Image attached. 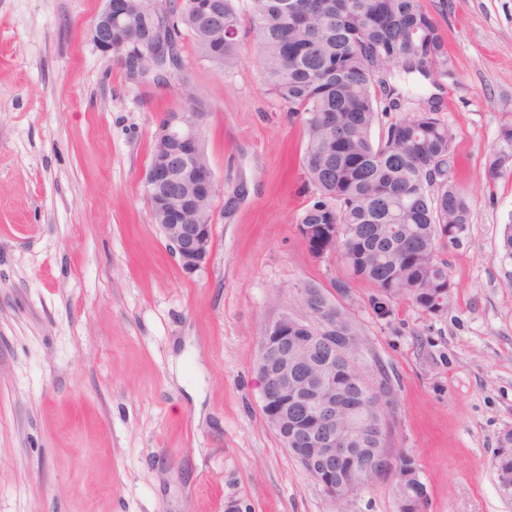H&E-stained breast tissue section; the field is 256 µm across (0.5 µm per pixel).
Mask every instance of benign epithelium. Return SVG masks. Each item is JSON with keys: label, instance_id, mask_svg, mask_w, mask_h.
Segmentation results:
<instances>
[{"label": "benign epithelium", "instance_id": "obj_1", "mask_svg": "<svg viewBox=\"0 0 512 512\" xmlns=\"http://www.w3.org/2000/svg\"><path fill=\"white\" fill-rule=\"evenodd\" d=\"M130 2L104 0L92 28L93 42L110 59L114 43H119L123 53L118 60L131 76L153 73L157 82L165 83L172 70L179 68L177 42L160 39L152 50L156 64L145 66L141 62L144 44L138 38ZM203 128V115L194 111H179L158 124L144 185L153 223L188 277L208 264L214 247L215 210L197 218L203 203L214 202V173L205 152ZM310 251L315 258L338 254L336 228L326 232L321 245ZM300 294L306 316L282 313L266 326L259 342L262 410L283 447L318 481L324 497L343 512L353 499L376 485L400 488L408 455L389 448L397 393L378 370L362 374L364 388L377 405V414L363 424L362 435L380 444L373 460L367 461L351 447L353 433L336 428V406L345 403V398L323 399L325 387L336 384V368H349L358 357L367 356L366 344L349 336L336 337V306L322 297V289L308 284ZM310 318L324 332L312 342L320 341L325 347L328 373L320 378L304 374L295 380L288 373V341L302 340L300 325Z\"/></svg>", "mask_w": 512, "mask_h": 512}]
</instances>
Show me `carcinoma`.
I'll list each match as a JSON object with an SVG mask.
<instances>
[{"label":"carcinoma","mask_w":512,"mask_h":512,"mask_svg":"<svg viewBox=\"0 0 512 512\" xmlns=\"http://www.w3.org/2000/svg\"><path fill=\"white\" fill-rule=\"evenodd\" d=\"M236 2L216 0L224 15L220 30L194 0H170L166 34L189 33L225 67L240 60L239 34H254L269 90L303 116L300 163L314 192L298 223L336 225L339 260L348 280L375 287L368 305L378 319H391L399 299L423 314L442 315L451 295L440 309L433 297L452 284L439 253L466 233L471 201L455 182L454 133L441 115L440 97L421 96L409 111L391 83L394 68L426 79L453 75L443 36L422 0H337L334 15L328 0H249L245 10ZM285 36L302 52L285 57ZM391 112L401 116L374 135L379 116ZM505 170H512V123L501 127L486 163L490 179ZM405 246L420 252L418 264L400 265ZM348 280L326 291L340 313L338 336L359 335L344 305ZM288 353L314 375L326 370L325 356L313 344ZM375 410L368 399L341 411L337 422L356 430ZM493 467L498 484L512 485V450H497Z\"/></svg>","instance_id":"cac0c4a2"}]
</instances>
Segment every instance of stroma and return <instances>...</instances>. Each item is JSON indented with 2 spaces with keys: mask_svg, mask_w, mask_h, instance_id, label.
I'll use <instances>...</instances> for the list:
<instances>
[{
  "mask_svg": "<svg viewBox=\"0 0 512 512\" xmlns=\"http://www.w3.org/2000/svg\"><path fill=\"white\" fill-rule=\"evenodd\" d=\"M455 74L395 71L452 126L469 230L448 244L439 317L401 302L360 332L398 386L392 444L427 512H512L492 467L512 431V172L486 176L512 123V0H423ZM104 0H0V512H334L262 410L266 325L304 315V284L344 278L297 218L313 188L301 117L266 85L253 37L220 68L189 35L165 84L130 79L92 41ZM203 115L213 255L186 277L144 194L164 112Z\"/></svg>",
  "mask_w": 512,
  "mask_h": 512,
  "instance_id": "35a3bbf8",
  "label": "stroma"
}]
</instances>
